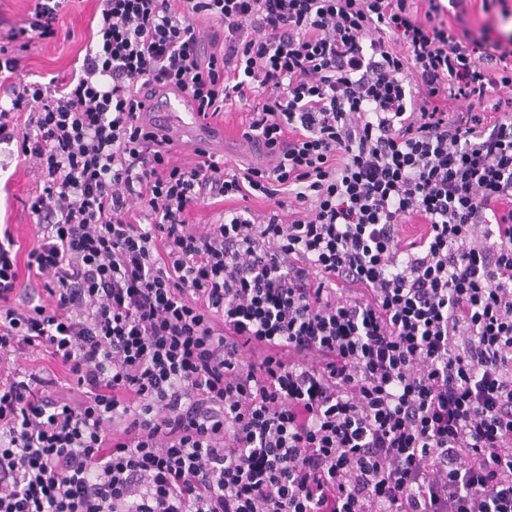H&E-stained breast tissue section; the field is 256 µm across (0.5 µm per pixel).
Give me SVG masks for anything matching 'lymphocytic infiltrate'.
Returning <instances> with one entry per match:
<instances>
[{
  "label": "lymphocytic infiltrate",
  "mask_w": 512,
  "mask_h": 512,
  "mask_svg": "<svg viewBox=\"0 0 512 512\" xmlns=\"http://www.w3.org/2000/svg\"><path fill=\"white\" fill-rule=\"evenodd\" d=\"M65 2L0 44L40 230L0 360L64 370L0 373V512H512V36L471 24L512 0H101L25 80ZM169 95L268 163L179 158ZM98 4V0H71L54 37L32 51H19L26 59V80L47 82L52 77L48 74L70 68L87 42L89 20Z\"/></svg>",
  "instance_id": "lymphocytic-infiltrate-1"
}]
</instances>
